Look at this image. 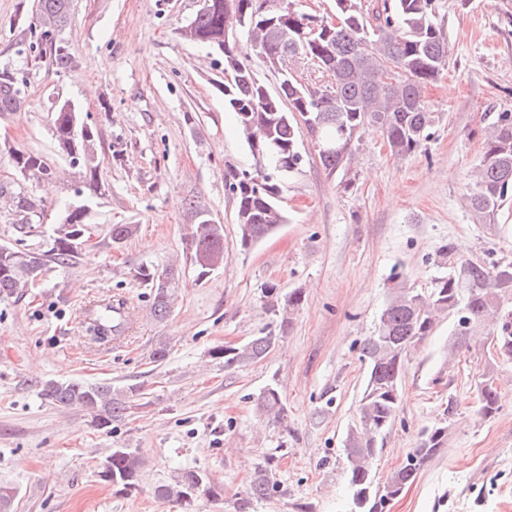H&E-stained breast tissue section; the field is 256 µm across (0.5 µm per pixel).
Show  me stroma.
<instances>
[{"label":"stroma","instance_id":"35a3bbf8","mask_svg":"<svg viewBox=\"0 0 512 512\" xmlns=\"http://www.w3.org/2000/svg\"><path fill=\"white\" fill-rule=\"evenodd\" d=\"M438 3L448 70L426 89L439 120L422 151L396 158L367 132L346 189L302 135V171L282 194L287 221L246 249L224 175L251 168L253 158L224 109V60L177 35L197 0H74L64 36L75 65L61 74L16 52L35 0H0V62L28 73L25 107L0 114V182L17 178L12 147L40 153L61 173L27 179L45 204L38 232L19 238L2 212L0 244L44 248L76 198L83 169L57 150L55 101L78 102L96 128L103 184L86 202L76 263L0 297V486L15 491L11 512H179L154 489L188 469L224 489L219 499L197 497L193 512H235L267 462L280 491L252 512H344V441L366 382L360 348L393 275L429 293L449 242L464 258L512 259V199L493 224L475 223L464 203L484 128L492 113L512 112V0ZM203 215L224 227V263L201 280L189 243ZM114 224L136 232L113 242ZM143 264L175 274L166 320L153 316L151 292L134 278ZM270 284L283 294L303 290L289 321L268 311L262 290ZM118 298L130 305L124 341H93L88 310ZM455 324L442 317L404 361L402 405L382 441L379 474L405 461L448 403L456 414L445 448L389 512H512V361L494 359L484 335L455 348ZM269 332L279 341L260 361L228 368L211 355ZM161 342L167 355L158 361ZM489 373L500 394L492 418L479 410ZM46 381L134 384L140 394L123 420L100 430L83 410L44 399ZM270 385L287 411L276 425L255 410ZM115 448L145 462L134 493L99 477Z\"/></svg>","mask_w":512,"mask_h":512}]
</instances>
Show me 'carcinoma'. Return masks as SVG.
Wrapping results in <instances>:
<instances>
[{"label": "carcinoma", "instance_id": "1", "mask_svg": "<svg viewBox=\"0 0 512 512\" xmlns=\"http://www.w3.org/2000/svg\"><path fill=\"white\" fill-rule=\"evenodd\" d=\"M225 0H209L191 20L177 29L189 43L224 54V107L233 114L237 129L251 156L263 158L262 167L231 170L224 175L235 203L240 244L247 249L273 234L285 222L280 197L288 181L304 164L299 150L302 132L315 143L319 161L328 175L341 177L344 188L352 185L355 144L362 134L374 131L392 155L416 153L431 138L435 113L426 104L427 86L448 70V38L436 22L437 0H381L369 12L362 0H334L336 22L296 10L282 15L272 9L262 13L256 0H233L237 14L228 18ZM72 0H37V8L24 20L18 55L33 61H48L57 72L73 64V52L62 37L72 21ZM242 22L240 35L253 43L268 70L278 74L271 91L257 73L237 54L236 39H224L227 22ZM310 61L327 74L331 84H304L291 68ZM25 70L11 63L0 65V113L15 112L25 103ZM53 136L59 150L85 170L84 188L98 194L99 163L95 156V133H85V120L74 103L54 107ZM8 162L22 177L53 175L44 156L23 147L8 151ZM512 192V112H496L485 133L483 156L472 171L466 207L478 224H492L508 193ZM12 212L19 232L32 233L44 205L31 197L17 181L0 183V205ZM85 214L75 212L57 225L53 241L44 250H19L0 245V295H9L34 282L52 264L72 265L79 258L74 239L83 231ZM191 260L199 275L208 271L200 259L218 267L224 263V227L201 219L191 235ZM448 265L436 277L428 295L402 283H394L391 296L380 314L374 335L364 339L361 353L367 367V382L358 405L359 425L347 453L348 494L361 499L358 512H385L383 499L412 485L421 469L445 446L448 431L436 426L425 433L406 461L385 480L376 477L374 465L381 448L379 440L393 425L401 405L399 381L404 360L418 342L432 332L436 315L457 314L455 305L466 309L471 330L488 336L512 338V309L499 310L496 297L512 296V260L492 264L455 256L451 243L441 247ZM134 277L153 295L152 310L162 320L170 311L173 278L141 265ZM269 309L294 310L303 302L299 289L281 295L278 288H264ZM96 338L112 334V306L92 318ZM277 337L268 333L239 346H222L212 356L224 359V367L247 365L265 358ZM136 385L114 387L110 383L47 381L43 398L59 407L78 406L92 415V423L108 429L126 417L139 395ZM480 410L492 417L498 411L497 388H481ZM257 413L276 424L285 420L286 408L277 388L268 387L255 399ZM100 479L130 493L137 489L142 458L128 448H114L105 459ZM278 489L273 465L256 468L247 497L236 504V512H250L253 501ZM219 499L224 489L212 485L199 470H185L172 481L156 487L161 500L191 512L196 495Z\"/></svg>", "mask_w": 512, "mask_h": 512}]
</instances>
